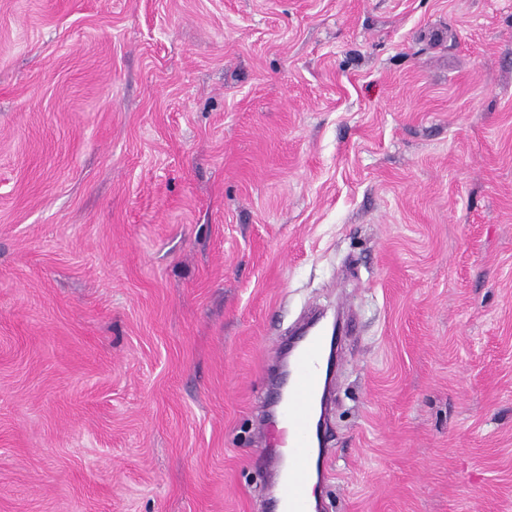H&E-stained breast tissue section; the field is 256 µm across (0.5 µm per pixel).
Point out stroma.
Returning a JSON list of instances; mask_svg holds the SVG:
<instances>
[{"label": "stroma", "mask_w": 512, "mask_h": 512, "mask_svg": "<svg viewBox=\"0 0 512 512\" xmlns=\"http://www.w3.org/2000/svg\"><path fill=\"white\" fill-rule=\"evenodd\" d=\"M312 308L322 512H512V0H0V512H267Z\"/></svg>", "instance_id": "stroma-1"}]
</instances>
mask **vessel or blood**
Listing matches in <instances>:
<instances>
[{
	"label": "vessel or blood",
	"mask_w": 512,
	"mask_h": 512,
	"mask_svg": "<svg viewBox=\"0 0 512 512\" xmlns=\"http://www.w3.org/2000/svg\"><path fill=\"white\" fill-rule=\"evenodd\" d=\"M324 355L325 343L318 335L303 336L295 347L294 373L282 412L291 433L289 445L294 455L278 485L280 512H312L313 509L308 496L314 468L313 447L318 438L313 412L322 383L320 363Z\"/></svg>",
	"instance_id": "b4317fda"
}]
</instances>
